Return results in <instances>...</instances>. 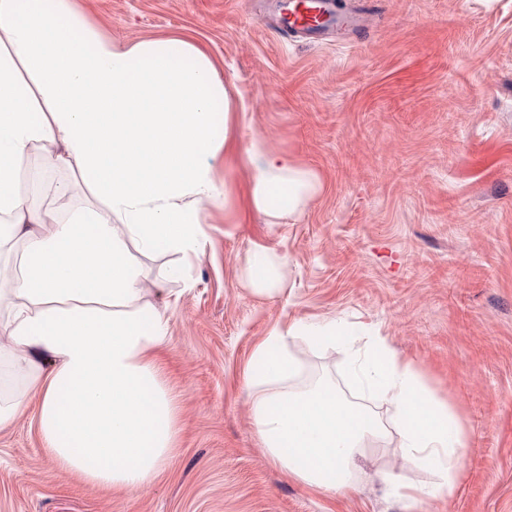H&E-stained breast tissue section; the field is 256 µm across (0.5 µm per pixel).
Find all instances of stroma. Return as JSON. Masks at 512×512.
I'll use <instances>...</instances> for the list:
<instances>
[{"label": "stroma", "mask_w": 512, "mask_h": 512, "mask_svg": "<svg viewBox=\"0 0 512 512\" xmlns=\"http://www.w3.org/2000/svg\"><path fill=\"white\" fill-rule=\"evenodd\" d=\"M106 38L180 37L215 64L238 107L240 152L212 160L226 201L206 205L198 254L144 258L169 318L160 352L178 411L176 451L136 489L102 488L45 452L38 397L0 430V512H512V0H374L355 43L284 40L272 0H72ZM312 170L297 214L249 207L241 151L255 136ZM279 260L255 292L257 253ZM183 264L184 275L165 270ZM345 320L347 346L292 340L349 400L350 352L382 338L464 424L452 501L386 494L387 440L353 491L319 492L268 458L247 369L273 328Z\"/></svg>", "instance_id": "stroma-1"}]
</instances>
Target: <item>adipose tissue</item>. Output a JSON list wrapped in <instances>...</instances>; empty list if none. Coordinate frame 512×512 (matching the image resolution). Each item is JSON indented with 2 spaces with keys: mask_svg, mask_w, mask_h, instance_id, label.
Wrapping results in <instances>:
<instances>
[{
  "mask_svg": "<svg viewBox=\"0 0 512 512\" xmlns=\"http://www.w3.org/2000/svg\"><path fill=\"white\" fill-rule=\"evenodd\" d=\"M229 91L209 57L188 40L117 41L76 15L70 0H0V429L40 397L45 450L64 470L102 487L150 482L175 452L178 420L156 352L169 321L151 302L142 260L159 247L199 249L198 224L217 186L211 158L235 154L232 124L214 132ZM252 206L273 217L319 194L310 169L272 152L262 138L246 149ZM69 170L50 203L25 180ZM83 202L61 214L73 186ZM340 320L273 330L248 368L251 381H288L300 364L286 344H346ZM354 383L391 405L387 427L366 405L322 380L305 389L258 391L256 432L271 460L319 490H355L359 461L397 434L403 465L432 482L408 487L387 474L390 493L452 498L461 479L465 428L435 399L413 363L384 343L353 355Z\"/></svg>",
  "mask_w": 512,
  "mask_h": 512,
  "instance_id": "adipose-tissue-1",
  "label": "adipose tissue"
}]
</instances>
